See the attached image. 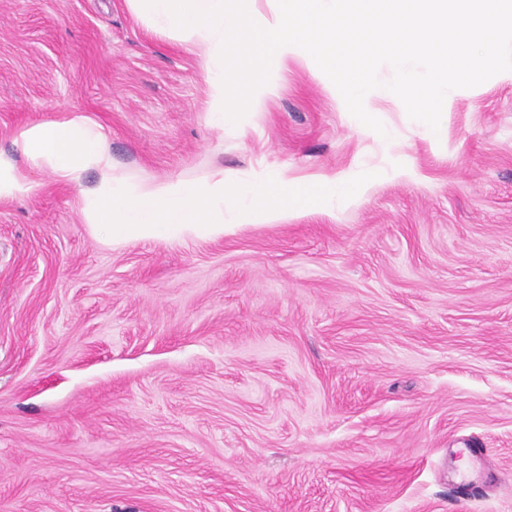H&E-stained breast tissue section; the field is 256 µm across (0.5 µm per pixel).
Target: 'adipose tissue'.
Here are the masks:
<instances>
[{
  "label": "adipose tissue",
  "mask_w": 512,
  "mask_h": 512,
  "mask_svg": "<svg viewBox=\"0 0 512 512\" xmlns=\"http://www.w3.org/2000/svg\"><path fill=\"white\" fill-rule=\"evenodd\" d=\"M30 165L46 166L66 183L80 187L81 211L93 227H106L110 242L133 238L219 235L225 230L224 176L195 182H127L112 175V159L99 126L77 117L45 122L20 135ZM101 173L99 183L84 188L88 167ZM315 205L332 209L353 194V187L332 175L308 180L282 176L271 185L243 187L232 217L236 224H271L292 217L299 192Z\"/></svg>",
  "instance_id": "obj_1"
}]
</instances>
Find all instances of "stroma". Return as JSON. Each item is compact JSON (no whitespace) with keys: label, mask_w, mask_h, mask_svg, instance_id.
<instances>
[{"label":"stroma","mask_w":512,"mask_h":512,"mask_svg":"<svg viewBox=\"0 0 512 512\" xmlns=\"http://www.w3.org/2000/svg\"><path fill=\"white\" fill-rule=\"evenodd\" d=\"M204 61L127 0H0V512H512V71L435 139L273 62L215 126ZM83 116L112 175L356 185L221 236L93 232L22 130ZM481 464L460 467V449ZM474 476L479 498L458 484ZM32 188L33 185L18 172L13 161L0 155V198L14 197Z\"/></svg>","instance_id":"obj_1"}]
</instances>
